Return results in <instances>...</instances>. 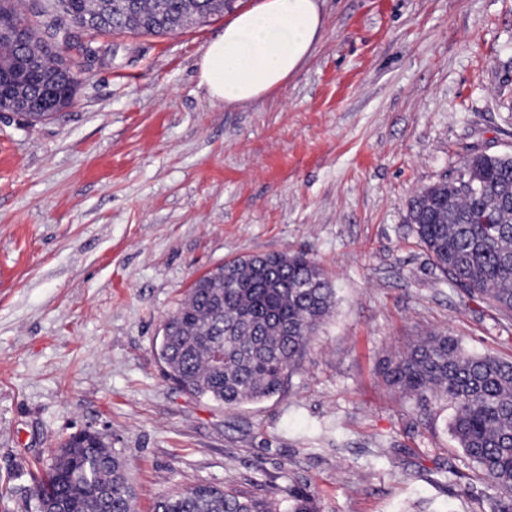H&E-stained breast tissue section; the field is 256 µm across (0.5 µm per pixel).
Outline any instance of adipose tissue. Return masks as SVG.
I'll list each match as a JSON object with an SVG mask.
<instances>
[{"instance_id":"ef3b65f1","label":"adipose tissue","mask_w":512,"mask_h":512,"mask_svg":"<svg viewBox=\"0 0 512 512\" xmlns=\"http://www.w3.org/2000/svg\"><path fill=\"white\" fill-rule=\"evenodd\" d=\"M322 31L319 0H261L204 46L199 84L227 105L258 99L286 84L309 59Z\"/></svg>"}]
</instances>
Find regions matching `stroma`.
Instances as JSON below:
<instances>
[{
	"label": "stroma",
	"instance_id": "stroma-1",
	"mask_svg": "<svg viewBox=\"0 0 512 512\" xmlns=\"http://www.w3.org/2000/svg\"><path fill=\"white\" fill-rule=\"evenodd\" d=\"M166 36L106 35L74 103L0 112V512L91 428L128 463L136 512L172 488L312 493L317 512H497L451 409L391 389L430 333L512 362V317L436 269L407 221L477 152L512 153V0H320L287 84L239 105L199 85L234 11ZM303 252L335 289L300 367L267 399L182 391L156 355L194 281Z\"/></svg>",
	"mask_w": 512,
	"mask_h": 512
}]
</instances>
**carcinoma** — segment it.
Returning a JSON list of instances; mask_svg holds the SVG:
<instances>
[{"label": "carcinoma", "mask_w": 512, "mask_h": 512, "mask_svg": "<svg viewBox=\"0 0 512 512\" xmlns=\"http://www.w3.org/2000/svg\"><path fill=\"white\" fill-rule=\"evenodd\" d=\"M0 0V58L28 64L25 117L73 102L88 58L62 61L49 43L67 29L95 42L103 34L167 35L231 7L233 0ZM28 11L37 18L22 16ZM83 41V42H85ZM83 42H76L83 49ZM420 242L436 268L471 297L512 315V154L474 153L451 180L420 191L409 206ZM333 288L304 254L272 252L224 263V279L199 278L165 323L157 354L189 394L227 407L277 394L300 364L310 336L330 315ZM387 383L420 401L445 399L459 447L491 485L512 495V362L472 354L446 333L424 336L385 366ZM40 495L68 500L73 512H134L125 458L103 437L69 436L52 463L32 477ZM153 512H315L313 497L282 498L233 486L193 485L159 496Z\"/></svg>", "instance_id": "1"}]
</instances>
